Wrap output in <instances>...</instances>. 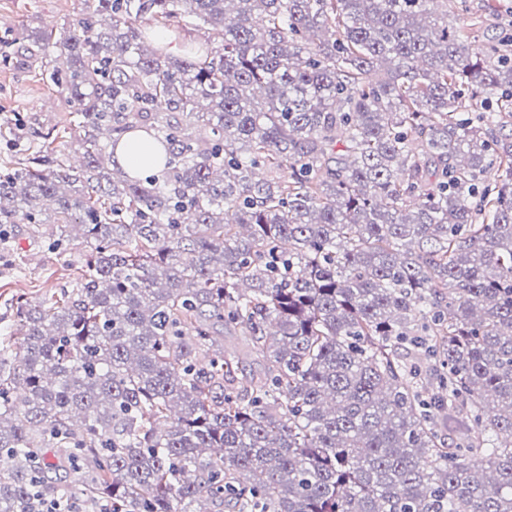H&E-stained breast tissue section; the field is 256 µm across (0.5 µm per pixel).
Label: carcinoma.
I'll use <instances>...</instances> for the list:
<instances>
[{
  "label": "carcinoma",
  "instance_id": "1",
  "mask_svg": "<svg viewBox=\"0 0 512 512\" xmlns=\"http://www.w3.org/2000/svg\"><path fill=\"white\" fill-rule=\"evenodd\" d=\"M83 2L0 38L55 49L83 158L0 175V224L50 202L87 247L0 337V512H512V34L475 50L448 0ZM190 20L221 42L146 45ZM131 134L160 174L118 166Z\"/></svg>",
  "mask_w": 512,
  "mask_h": 512
}]
</instances>
